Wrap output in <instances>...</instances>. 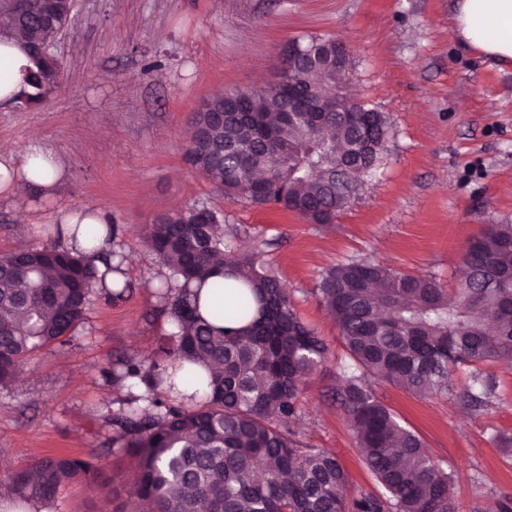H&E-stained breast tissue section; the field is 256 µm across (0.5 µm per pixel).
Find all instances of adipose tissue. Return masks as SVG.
I'll use <instances>...</instances> for the list:
<instances>
[{
    "mask_svg": "<svg viewBox=\"0 0 512 512\" xmlns=\"http://www.w3.org/2000/svg\"><path fill=\"white\" fill-rule=\"evenodd\" d=\"M452 37L461 45L486 57L512 63V0H457ZM29 63L28 47L22 42L0 44V102L16 100L23 88L22 69ZM39 168L31 185L52 188L62 167L39 136H32L21 156V170Z\"/></svg>",
    "mask_w": 512,
    "mask_h": 512,
    "instance_id": "1",
    "label": "adipose tissue"
}]
</instances>
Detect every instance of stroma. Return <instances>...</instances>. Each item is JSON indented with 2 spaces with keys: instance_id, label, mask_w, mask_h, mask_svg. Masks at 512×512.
<instances>
[{
  "instance_id": "obj_1",
  "label": "stroma",
  "mask_w": 512,
  "mask_h": 512,
  "mask_svg": "<svg viewBox=\"0 0 512 512\" xmlns=\"http://www.w3.org/2000/svg\"><path fill=\"white\" fill-rule=\"evenodd\" d=\"M456 0H75L51 52L62 80L39 108L0 106V143L23 149L31 133L60 161L51 192L0 197V254L49 244V230L87 208L118 225L131 290L93 296L70 344L37 351L15 386L0 389V478L35 459L99 453L112 433L101 417L127 390L115 362L155 351L172 324L155 296L166 269L148 250L154 217L205 205L224 214V237L255 251L291 293L294 309L344 356L339 329L316 288L341 262L375 258L454 286L467 244L485 225L512 224V64L448 35ZM331 37L353 59L349 93L384 113L389 134L377 168L333 223L225 199L183 159L193 112L210 96L269 83L293 41ZM488 406L467 408V371L448 396L418 397L383 384L379 399L424 443L454 483L457 512L512 500V366L495 367ZM333 363L300 398L299 438L335 453L348 493L380 486L336 403ZM111 489L72 485L50 512H133V468L102 455Z\"/></svg>"
}]
</instances>
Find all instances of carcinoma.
Wrapping results in <instances>:
<instances>
[{
    "mask_svg": "<svg viewBox=\"0 0 512 512\" xmlns=\"http://www.w3.org/2000/svg\"><path fill=\"white\" fill-rule=\"evenodd\" d=\"M73 0H54L52 21L31 13L7 36L31 46L60 33L73 18ZM25 74L34 106L56 86L55 59L32 57ZM294 81L306 93H331L336 78L320 68ZM238 101L251 111L224 125L195 112L184 157L230 200L292 211L330 224L351 196L333 192L336 152L351 151L355 132L335 118L289 123L281 116L286 88L267 84L226 90L213 110ZM372 136L349 161L356 185L378 163L387 140L381 112L369 113ZM224 216L205 205L156 216L147 227L153 252L169 271L158 298L175 331L147 357L112 368V382L136 379L120 407L101 417L112 430L104 452L134 463L140 512H456L448 474L425 454L423 442L376 395L381 383L418 396L448 394L456 368L471 371L463 393L486 406L495 381L483 367L512 364V224H489L470 241L454 299L436 280L390 269L374 260L326 270L317 294L335 316L354 370L338 363L337 400L382 494L350 498L336 457L308 448L291 423L300 396L330 349L297 316L288 289L254 255L237 254L217 228ZM104 282L93 262L57 245L0 256V388L15 381L26 357L70 343ZM230 306L199 309V290ZM214 366L207 391H174L176 372ZM45 456L5 484L23 507L55 501L69 484H112L99 463Z\"/></svg>",
    "mask_w": 512,
    "mask_h": 512,
    "instance_id": "carcinoma-1",
    "label": "carcinoma"
}]
</instances>
